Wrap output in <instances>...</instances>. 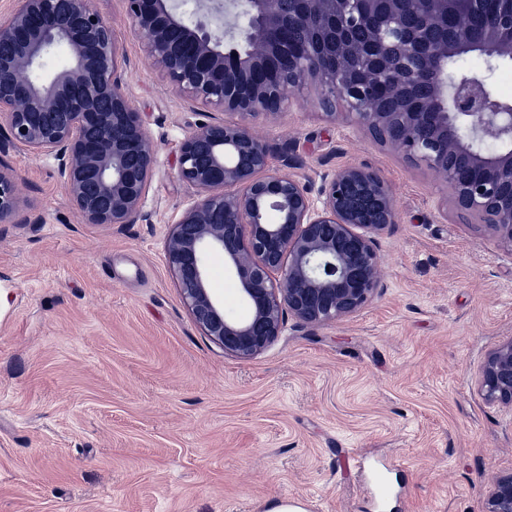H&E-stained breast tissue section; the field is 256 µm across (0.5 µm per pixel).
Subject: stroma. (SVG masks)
I'll list each match as a JSON object with an SVG mask.
<instances>
[{
	"label": "stroma",
	"mask_w": 512,
	"mask_h": 512,
	"mask_svg": "<svg viewBox=\"0 0 512 512\" xmlns=\"http://www.w3.org/2000/svg\"><path fill=\"white\" fill-rule=\"evenodd\" d=\"M93 6L124 51L154 170L143 220L87 224L53 157L0 154L18 185L0 222V512H270L287 498L313 512H485L494 478L512 472V412L477 386L488 352L512 338V249L460 215L423 165L346 115L325 117L307 86L251 129L271 170L310 194L346 164L391 185L382 286L356 314L290 316L261 354H225L165 260L193 194L178 177L181 143L215 113L163 78L123 0ZM453 68L512 100V62L473 52ZM209 269L225 314L244 315L223 254Z\"/></svg>",
	"instance_id": "1"
}]
</instances>
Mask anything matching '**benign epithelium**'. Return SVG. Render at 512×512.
Instances as JSON below:
<instances>
[{"label": "benign epithelium", "mask_w": 512, "mask_h": 512, "mask_svg": "<svg viewBox=\"0 0 512 512\" xmlns=\"http://www.w3.org/2000/svg\"><path fill=\"white\" fill-rule=\"evenodd\" d=\"M154 65L183 97L240 120L201 123L184 139L178 177L196 198L166 242V259L196 323L224 352L250 358L282 331L285 314L324 324L353 314L382 287L376 236L397 223L391 186L348 164L318 198L268 168L251 120L287 107L284 90L309 83L318 105H342L373 138L450 187L456 210L477 216L512 248V105L485 80L450 71L479 51L512 60V0H197L189 23L172 0H124ZM486 18L479 33L471 20ZM66 45L72 64L50 78L43 56ZM282 64L272 78V64ZM124 54L92 0H18L0 22V153L16 145L58 162L88 224H133L153 173L149 136L120 78ZM426 87L421 107L413 94ZM504 148L490 152L482 145ZM17 202L0 169V220ZM277 221H267L268 212ZM224 254L248 314L224 316L207 258ZM484 398L512 409V338L486 358ZM486 512H512V473L490 486Z\"/></svg>", "instance_id": "obj_1"}]
</instances>
